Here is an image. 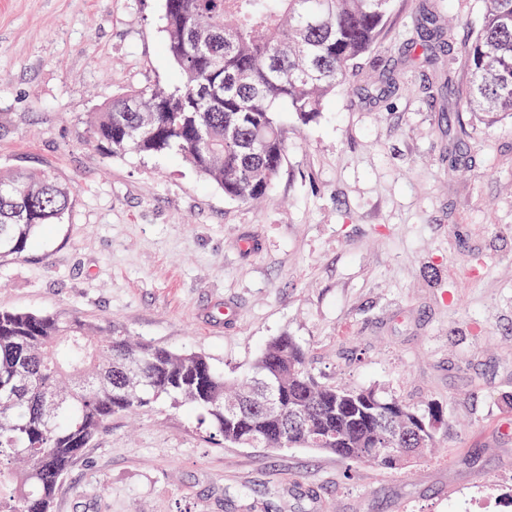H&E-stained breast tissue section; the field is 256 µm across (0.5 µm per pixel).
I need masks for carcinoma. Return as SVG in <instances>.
<instances>
[{"label":"carcinoma","mask_w":512,"mask_h":512,"mask_svg":"<svg viewBox=\"0 0 512 512\" xmlns=\"http://www.w3.org/2000/svg\"><path fill=\"white\" fill-rule=\"evenodd\" d=\"M391 0H165L173 88L112 96L87 120L113 156L173 152L224 194L265 197L286 154L280 115L307 124L378 40ZM430 38L444 24L423 12ZM466 109L494 123L512 115V0H484L464 46ZM76 189L45 171L0 169V264L62 223ZM274 391L277 408L265 406ZM237 403L233 416L224 402ZM165 402L187 409L214 445L305 447L346 462L407 467L436 447L448 417L376 387L320 381L292 336L260 351L228 381L207 357L134 340L116 325L0 310V512H53L72 463L112 418Z\"/></svg>","instance_id":"carcinoma-1"}]
</instances>
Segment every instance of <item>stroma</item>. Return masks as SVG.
Masks as SVG:
<instances>
[{
	"label": "stroma",
	"mask_w": 512,
	"mask_h": 512,
	"mask_svg": "<svg viewBox=\"0 0 512 512\" xmlns=\"http://www.w3.org/2000/svg\"><path fill=\"white\" fill-rule=\"evenodd\" d=\"M482 0H392L376 47L288 144L268 197L225 196L172 153L114 157L85 120L178 85L163 0H0V167L76 188L64 223L0 265V309L112 321L246 373L294 336L322 379L448 414L413 466L221 448L162 405L117 417L54 512H512V118L465 111ZM452 18L423 62V11ZM453 80L444 84L441 69Z\"/></svg>",
	"instance_id": "stroma-1"
}]
</instances>
